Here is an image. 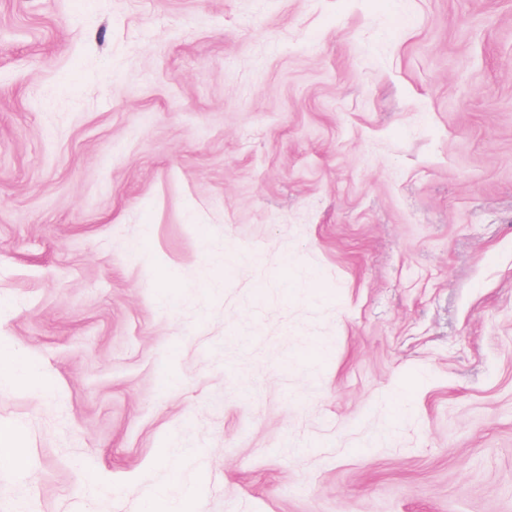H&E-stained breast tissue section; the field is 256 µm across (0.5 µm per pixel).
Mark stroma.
I'll return each mask as SVG.
<instances>
[{"instance_id": "1", "label": "stroma", "mask_w": 512, "mask_h": 512, "mask_svg": "<svg viewBox=\"0 0 512 512\" xmlns=\"http://www.w3.org/2000/svg\"><path fill=\"white\" fill-rule=\"evenodd\" d=\"M0 344V512H512V0H0ZM0 384L45 392L49 386L37 374L29 355L14 347L0 346Z\"/></svg>"}]
</instances>
